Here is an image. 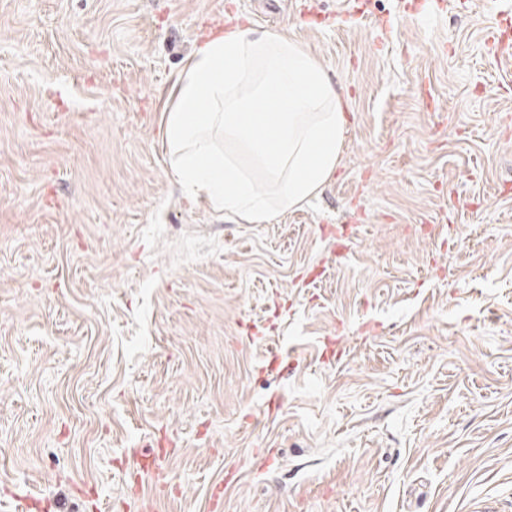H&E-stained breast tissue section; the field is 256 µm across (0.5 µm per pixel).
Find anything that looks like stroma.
Segmentation results:
<instances>
[{
    "label": "stroma",
    "mask_w": 512,
    "mask_h": 512,
    "mask_svg": "<svg viewBox=\"0 0 512 512\" xmlns=\"http://www.w3.org/2000/svg\"><path fill=\"white\" fill-rule=\"evenodd\" d=\"M343 2L0 0V512H512V26ZM231 14L349 108L265 224L161 136Z\"/></svg>",
    "instance_id": "obj_1"
}]
</instances>
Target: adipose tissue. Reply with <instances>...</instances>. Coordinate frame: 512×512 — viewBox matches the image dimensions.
Returning <instances> with one entry per match:
<instances>
[{
  "instance_id": "obj_1",
  "label": "adipose tissue",
  "mask_w": 512,
  "mask_h": 512,
  "mask_svg": "<svg viewBox=\"0 0 512 512\" xmlns=\"http://www.w3.org/2000/svg\"><path fill=\"white\" fill-rule=\"evenodd\" d=\"M170 98L162 138L186 202L262 224L316 196L336 170L345 100L288 36L207 29Z\"/></svg>"
}]
</instances>
